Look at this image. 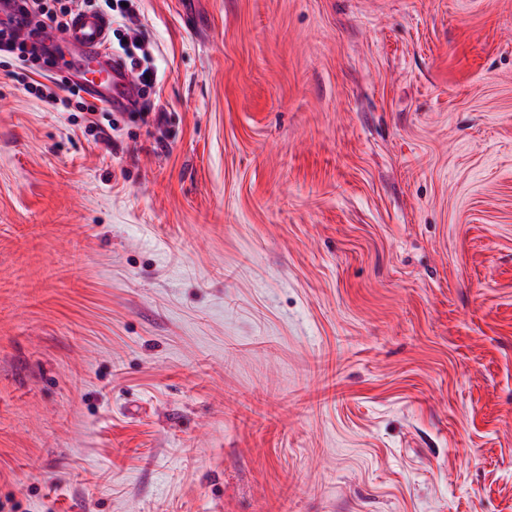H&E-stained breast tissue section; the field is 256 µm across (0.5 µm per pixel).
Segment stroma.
Listing matches in <instances>:
<instances>
[{
  "label": "stroma",
  "instance_id": "1",
  "mask_svg": "<svg viewBox=\"0 0 512 512\" xmlns=\"http://www.w3.org/2000/svg\"><path fill=\"white\" fill-rule=\"evenodd\" d=\"M134 8L0 65V512H512V0ZM15 19L12 15H7L6 21H1L0 27V53H7L12 56L14 65L23 71L18 76L22 77L25 89L34 94L40 100L52 105L53 107L84 112L90 118L92 116L102 115L108 121V127L112 129V110L120 104H125L129 100L130 91L134 89V82L131 78V71L136 73L139 85L143 88L149 87L157 79V74L149 66L142 67V60H146V54L142 58H135L129 55V62L125 61V66L121 61H113L110 77L103 79L98 86L95 97L103 100L104 104H98L87 100L82 95V89L75 83H72L67 77L59 74L48 75L51 85L36 81L30 77V74L42 76L43 69L35 68L34 62L43 59L45 64H49L48 57L42 47L36 43H31V49H27V40L20 39L16 34L14 25ZM131 71H130V70ZM27 80V81H26ZM30 80V81H28ZM103 84V85H102Z\"/></svg>",
  "mask_w": 512,
  "mask_h": 512
}]
</instances>
